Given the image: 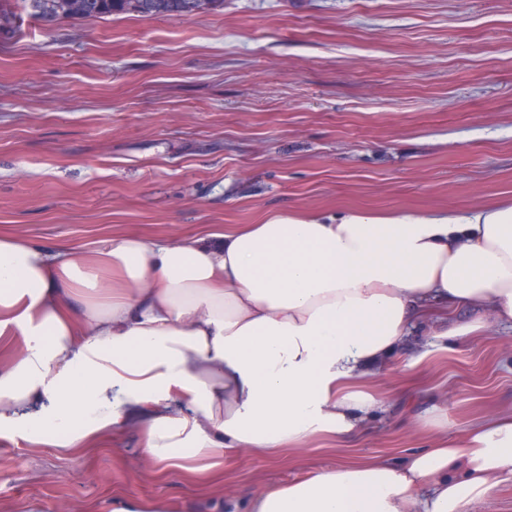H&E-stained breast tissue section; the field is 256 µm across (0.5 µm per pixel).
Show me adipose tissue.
Returning a JSON list of instances; mask_svg holds the SVG:
<instances>
[{"label": "adipose tissue", "mask_w": 512, "mask_h": 512, "mask_svg": "<svg viewBox=\"0 0 512 512\" xmlns=\"http://www.w3.org/2000/svg\"><path fill=\"white\" fill-rule=\"evenodd\" d=\"M449 336L512 325V202L448 212L293 213L92 252L0 235V433L72 452L135 425L142 455L219 480L213 459L346 438L422 311ZM440 445L242 488L248 512H466L512 482V411Z\"/></svg>", "instance_id": "ef3b65f1"}]
</instances>
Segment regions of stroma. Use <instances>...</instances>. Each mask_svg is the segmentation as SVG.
I'll list each match as a JSON object with an SVG mask.
<instances>
[{
	"mask_svg": "<svg viewBox=\"0 0 512 512\" xmlns=\"http://www.w3.org/2000/svg\"><path fill=\"white\" fill-rule=\"evenodd\" d=\"M512 200V0H224L170 18L0 25V234L90 251L278 214L467 209ZM436 308L378 374L346 441L224 458V480L158 476L134 430L87 455L0 436V512H224L240 488L428 447L512 411V327L439 335Z\"/></svg>",
	"mask_w": 512,
	"mask_h": 512,
	"instance_id": "stroma-1",
	"label": "stroma"
}]
</instances>
